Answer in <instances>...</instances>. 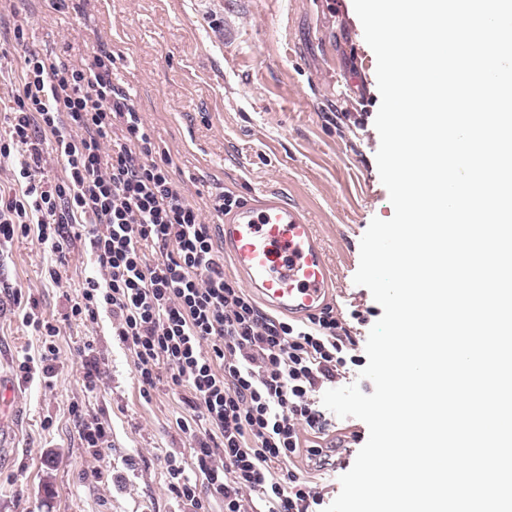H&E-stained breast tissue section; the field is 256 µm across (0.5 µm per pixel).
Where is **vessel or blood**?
I'll list each match as a JSON object with an SVG mask.
<instances>
[{
  "mask_svg": "<svg viewBox=\"0 0 512 512\" xmlns=\"http://www.w3.org/2000/svg\"><path fill=\"white\" fill-rule=\"evenodd\" d=\"M220 234L246 288L275 311L298 317L327 305L334 272L315 227L278 195L241 202Z\"/></svg>",
  "mask_w": 512,
  "mask_h": 512,
  "instance_id": "1",
  "label": "vessel or blood"
}]
</instances>
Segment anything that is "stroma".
<instances>
[{"mask_svg":"<svg viewBox=\"0 0 512 512\" xmlns=\"http://www.w3.org/2000/svg\"><path fill=\"white\" fill-rule=\"evenodd\" d=\"M24 21L23 44L13 27ZM0 115L23 80L24 59L54 52L74 64L97 47L117 59L115 86L128 93L173 181L217 220L224 192L244 199L279 191L308 217L336 273L330 306L354 336L367 338L383 314L370 291L356 285L360 240L373 218L394 214L375 154L380 105L376 57L366 43L353 0H0ZM56 258L36 233L0 244V374L16 391L0 447V512H189L168 487L166 456L189 454L178 427L188 408L169 376L142 394L134 355L100 314L71 316L98 263L87 242L73 241L65 274L52 282ZM60 327L51 384L24 379L23 356L42 343L23 315ZM362 319H353V311ZM92 343L103 371L88 389L78 350ZM106 426L99 452L82 439L81 421ZM343 440L330 465L311 470L332 503L339 478L369 436L354 417L333 418Z\"/></svg>","mask_w":512,"mask_h":512,"instance_id":"35a3bbf8","label":"stroma"}]
</instances>
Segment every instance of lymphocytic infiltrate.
<instances>
[{
    "mask_svg": "<svg viewBox=\"0 0 512 512\" xmlns=\"http://www.w3.org/2000/svg\"><path fill=\"white\" fill-rule=\"evenodd\" d=\"M115 59L98 48L89 64L51 53L24 59L25 76L0 137V157L19 151V188L0 203V244L37 229L40 243L64 253L80 227L100 268L87 279L75 318L107 312L119 342L135 354L143 387L159 367L184 394L192 420L186 462L170 457L171 490L200 512L198 486L224 512H316L324 498L291 468L305 433L323 435L328 421L317 395L361 365L357 341L330 311L290 324L262 313L224 273V252L211 227L171 178L150 160L151 137L112 84ZM66 162L51 183L36 178L41 133ZM161 258L148 263L147 248Z\"/></svg>",
    "mask_w": 512,
    "mask_h": 512,
    "instance_id": "lymphocytic-infiltrate-1",
    "label": "lymphocytic infiltrate"
}]
</instances>
